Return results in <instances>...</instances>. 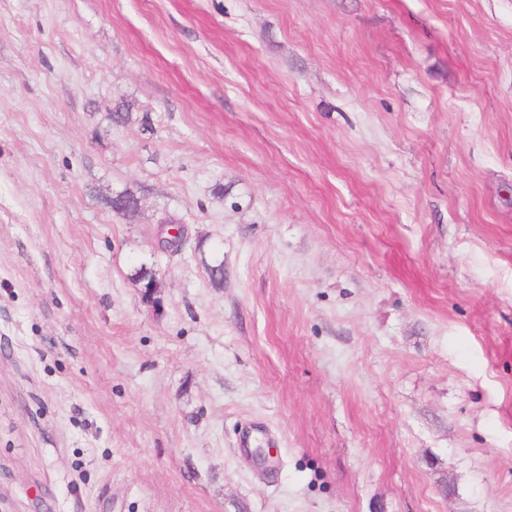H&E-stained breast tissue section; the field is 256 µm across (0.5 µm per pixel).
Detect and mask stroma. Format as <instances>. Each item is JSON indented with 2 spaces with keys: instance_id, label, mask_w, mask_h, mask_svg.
<instances>
[{
  "instance_id": "35a3bbf8",
  "label": "stroma",
  "mask_w": 512,
  "mask_h": 512,
  "mask_svg": "<svg viewBox=\"0 0 512 512\" xmlns=\"http://www.w3.org/2000/svg\"><path fill=\"white\" fill-rule=\"evenodd\" d=\"M0 512H512V0H0Z\"/></svg>"
}]
</instances>
